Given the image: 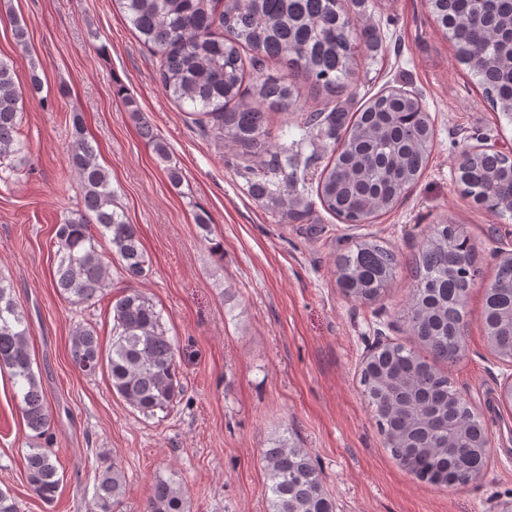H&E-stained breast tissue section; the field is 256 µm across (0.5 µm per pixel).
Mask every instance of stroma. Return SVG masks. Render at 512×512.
Listing matches in <instances>:
<instances>
[{
    "label": "stroma",
    "instance_id": "stroma-1",
    "mask_svg": "<svg viewBox=\"0 0 512 512\" xmlns=\"http://www.w3.org/2000/svg\"><path fill=\"white\" fill-rule=\"evenodd\" d=\"M6 12L26 25L28 45L1 21L0 58L13 61L20 85L38 73L42 90L24 96L25 164L0 168V275L28 314L51 416L40 444L65 476L52 503L30 490L29 430L0 372V486L12 490L20 512H93L95 468L112 459L127 478L124 512H141L160 475L182 483L190 512H268L262 451L282 436L309 452L336 512H502L512 502V409L497 403L512 362L490 349L482 322L486 288L512 252V222L476 205L455 181L465 152L512 149V122L483 97L426 0H365L350 9L355 23L376 27L381 43L375 51L359 46L362 64L343 109L356 112L399 88L419 96L435 131L418 183L370 224L341 223L311 187L299 217L279 222L250 195L234 152L166 95L158 56L112 0H0ZM128 97L168 145L180 186L141 137ZM74 112L140 229L151 271L139 288L176 346L182 396L152 417L114 394L107 373L84 375L71 359L79 324L92 325L109 348L112 304L127 285L113 267L110 288L91 306L69 303L54 286L55 226L81 207L68 163ZM270 128L309 170L329 161V138L304 131L293 115L271 113ZM200 213L211 219L210 234L196 224ZM443 223L467 238L478 272L463 351L439 369L485 421L491 448L478 479L449 488L392 458L361 385L363 359L379 343L416 346L403 317L411 270L431 228ZM365 239L399 261L395 280L370 304L344 295L334 265Z\"/></svg>",
    "mask_w": 512,
    "mask_h": 512
}]
</instances>
